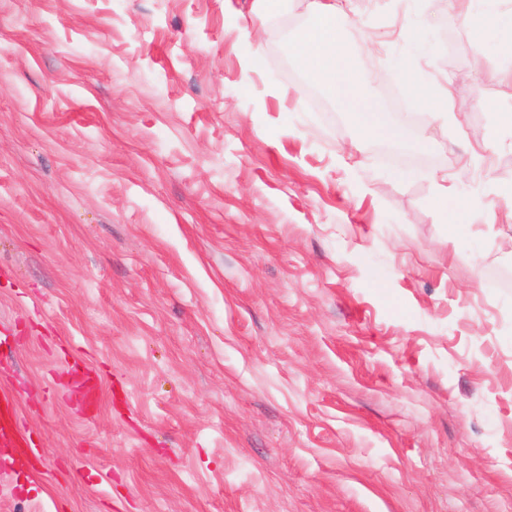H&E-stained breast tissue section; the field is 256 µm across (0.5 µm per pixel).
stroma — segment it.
<instances>
[{
  "label": "stroma",
  "instance_id": "stroma-1",
  "mask_svg": "<svg viewBox=\"0 0 512 512\" xmlns=\"http://www.w3.org/2000/svg\"><path fill=\"white\" fill-rule=\"evenodd\" d=\"M511 17L353 0L394 141L307 0H0V512H512ZM350 0H310L311 24L297 42L302 64L312 79L329 82L343 112L351 114L362 133L399 139L402 128L389 126L380 110L363 94L357 71L341 38V24L349 19ZM4 421H6L4 427L6 440L11 439L15 444L21 446L20 449L27 454H38V448L28 447V440L31 435L22 430V425L16 414L15 400L10 393L0 394V422Z\"/></svg>",
  "mask_w": 512,
  "mask_h": 512
}]
</instances>
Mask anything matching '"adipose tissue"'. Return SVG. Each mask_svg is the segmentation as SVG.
<instances>
[{"mask_svg": "<svg viewBox=\"0 0 512 512\" xmlns=\"http://www.w3.org/2000/svg\"><path fill=\"white\" fill-rule=\"evenodd\" d=\"M348 8L349 0H309L312 21L298 38L302 64L313 80L329 83L342 110L354 117L362 133L402 138V128L388 125L362 92L357 71L340 35Z\"/></svg>", "mask_w": 512, "mask_h": 512, "instance_id": "ef3b65f1", "label": "adipose tissue"}]
</instances>
